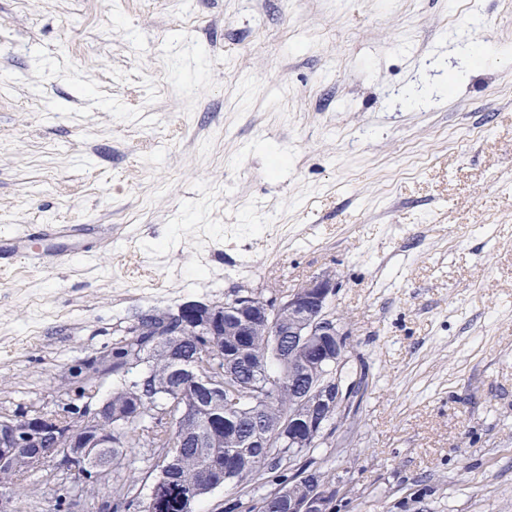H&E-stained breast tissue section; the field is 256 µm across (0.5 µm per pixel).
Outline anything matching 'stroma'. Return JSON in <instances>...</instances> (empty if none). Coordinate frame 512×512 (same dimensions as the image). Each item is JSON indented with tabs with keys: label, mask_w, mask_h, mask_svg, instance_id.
Listing matches in <instances>:
<instances>
[{
	"label": "stroma",
	"mask_w": 512,
	"mask_h": 512,
	"mask_svg": "<svg viewBox=\"0 0 512 512\" xmlns=\"http://www.w3.org/2000/svg\"><path fill=\"white\" fill-rule=\"evenodd\" d=\"M24 228L72 259L0 260V416L81 420L140 376L86 380L145 313L326 274L367 384L307 456L336 512H512V0H0ZM160 459L95 495L49 460L16 510L141 512Z\"/></svg>",
	"instance_id": "stroma-1"
}]
</instances>
